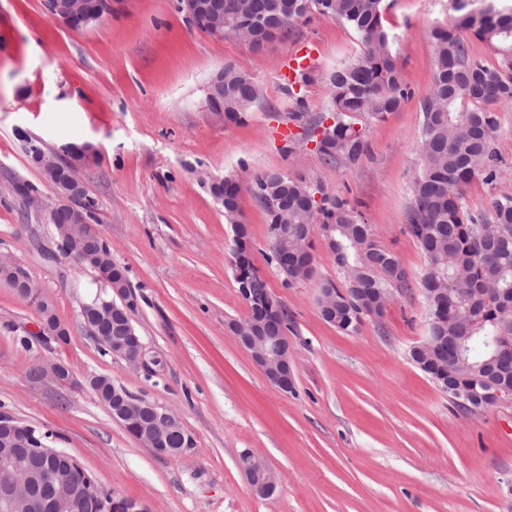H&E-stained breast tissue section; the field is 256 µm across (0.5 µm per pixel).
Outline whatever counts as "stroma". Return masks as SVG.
<instances>
[{"instance_id":"obj_1","label":"stroma","mask_w":512,"mask_h":512,"mask_svg":"<svg viewBox=\"0 0 512 512\" xmlns=\"http://www.w3.org/2000/svg\"><path fill=\"white\" fill-rule=\"evenodd\" d=\"M386 2L384 24L413 96L386 119L359 123L368 152L348 168L321 161L289 118L302 107L328 112L325 73L359 52L345 26L301 23L257 53L199 32L175 0H118L112 15L77 32L53 21L44 0H0V184L51 192L16 129L50 148H96L88 190L98 228L127 269L138 300L132 323L158 361L148 375L101 352L79 316L100 289L95 272L58 252L51 224L25 217L18 197L5 194L0 252L51 298L70 338L42 342L37 310L0 283V412L51 433L53 447L151 512H512V402L463 412L408 358L427 330L424 256L406 224L420 103L433 81L429 31L455 14L448 0ZM304 47L315 57L313 78L292 98L279 74ZM228 64L264 89L240 125L212 112L207 97ZM203 170L243 180L281 171L340 192L398 257L410 290L382 318L339 331L316 300L318 280L339 277L323 240L314 241L312 280L285 284L267 259V217L242 195L253 264L292 327L294 389L280 391L228 331L249 308L230 263L233 228L201 184ZM40 361L67 366L71 381L31 386ZM94 376L177 412L193 450L159 458L140 447L90 389ZM245 451L277 474L272 496L252 491L238 466Z\"/></svg>"}]
</instances>
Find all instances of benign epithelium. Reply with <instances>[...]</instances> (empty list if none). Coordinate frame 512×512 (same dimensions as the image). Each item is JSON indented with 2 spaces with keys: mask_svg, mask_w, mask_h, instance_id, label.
Segmentation results:
<instances>
[{
  "mask_svg": "<svg viewBox=\"0 0 512 512\" xmlns=\"http://www.w3.org/2000/svg\"><path fill=\"white\" fill-rule=\"evenodd\" d=\"M176 8L194 26H224L223 18L213 16L209 5L203 0H176ZM46 9L53 20L72 31H78L111 14L112 0H48ZM96 154V149L89 143L66 144L48 153L33 152L30 159L45 181L53 185V196L45 197L34 191L27 198V208L37 216L49 217L61 211L70 215L69 223L54 225V236L71 246L68 253L70 258L82 266L96 270L99 279L112 292L110 297H100L90 304L81 305L80 316L87 331L101 349L105 350L114 345L118 350L112 351V355L120 356L134 369L153 374L158 360L149 356L145 344L135 333L134 326L123 310L127 306L128 289L112 276V264L85 250V243L98 238L99 230L92 220L97 203L88 194L81 169L84 164L92 162ZM0 276L20 288L28 289L31 301L37 305L47 299V296L35 289L23 268L10 256L2 253ZM112 314L121 320L119 335L114 338L101 335L96 324L98 318ZM282 319V313L272 307L257 315H249L241 321L234 320L229 323L232 335L248 352L267 380L279 389L289 386L293 381L291 341L286 334L266 335L265 325ZM36 335L57 343H65L69 338V330L55 320L52 311L46 307L40 317ZM447 341L446 336H425L411 346L409 357H419L426 349ZM500 373L501 370L496 367L486 377V383L490 387L488 399L496 405L512 400V391L501 387L497 382ZM70 378L69 369L61 363H38L28 374V380L34 386L47 381L66 383ZM112 399V416L122 424L131 420L128 401L141 404V412L148 417L152 430L145 437H137L141 447L160 457L186 455L182 448L167 447L171 438L168 409L143 397L130 394L124 397L117 390L113 391ZM27 442L37 445L41 454L65 461L66 468L47 473L16 464L9 456L7 448L14 443ZM49 442V433L39 432L7 414H0V445L3 446L0 451V512H79L83 502L90 497L96 499L98 512H112L114 509L119 512H149L148 504L141 499H121L112 494L107 495L100 489L93 490V484L88 477L78 479L72 476V471L82 469L80 463L71 454L49 447ZM241 469L254 493L269 496L276 491V475L264 459L246 452L243 454Z\"/></svg>",
  "mask_w": 512,
  "mask_h": 512,
  "instance_id": "1",
  "label": "benign epithelium"
}]
</instances>
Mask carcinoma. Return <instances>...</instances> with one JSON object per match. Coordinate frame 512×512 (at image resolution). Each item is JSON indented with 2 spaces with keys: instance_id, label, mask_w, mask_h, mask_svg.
<instances>
[{
  "instance_id": "obj_1",
  "label": "carcinoma",
  "mask_w": 512,
  "mask_h": 512,
  "mask_svg": "<svg viewBox=\"0 0 512 512\" xmlns=\"http://www.w3.org/2000/svg\"><path fill=\"white\" fill-rule=\"evenodd\" d=\"M224 14V30L238 35L257 53L276 37H285L298 23L314 18L336 21L354 31L362 50L331 68L325 78L330 90L333 124L313 121L307 137L317 142L316 154L326 162L354 166L367 147L355 121H380L411 98L393 52L394 36L384 26L385 0H211ZM458 13L454 27L434 26L429 37L434 77L422 100L423 116L418 169L412 182L407 233L425 256L420 287L427 289L428 318L433 336H456L459 352L447 347L456 388L469 394L485 391L480 366L499 347L512 346V310L499 296L512 297V195L493 198L486 214H471L464 202L466 186L480 177L493 185L507 169L494 147L500 122L490 108L512 103V7L500 0H451ZM464 28L498 55L489 66L472 55L456 33ZM263 90L248 72L224 66V121L241 123ZM322 130V138L314 137ZM253 197L267 216L269 260L278 264L288 254V278L314 262V235L343 274V283L326 278L321 288L336 290V328L356 331L360 316L391 292L410 288L396 256L384 249L356 206L320 183L284 172L254 174ZM240 186L224 181V216L239 208ZM249 234L235 237L232 266L242 269L259 298L271 296L267 282L254 267ZM13 457L37 469L55 468V461L30 447L14 449Z\"/></svg>"
}]
</instances>
